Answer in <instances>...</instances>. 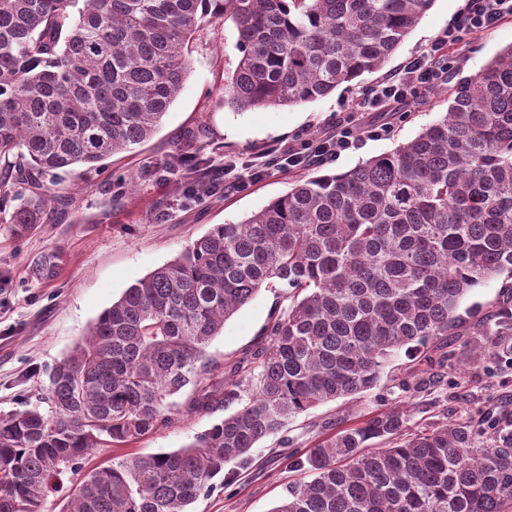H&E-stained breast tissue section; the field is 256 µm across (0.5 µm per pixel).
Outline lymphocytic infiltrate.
Segmentation results:
<instances>
[{
  "instance_id": "f902f5d3",
  "label": "lymphocytic infiltrate",
  "mask_w": 512,
  "mask_h": 512,
  "mask_svg": "<svg viewBox=\"0 0 512 512\" xmlns=\"http://www.w3.org/2000/svg\"><path fill=\"white\" fill-rule=\"evenodd\" d=\"M512 17V0H465L463 9L448 29L409 60L392 80L362 92L337 116L332 133L318 143L305 142L301 147L289 149L286 160L295 167L313 160L332 161L342 151L355 147L362 135L383 137L389 134V124L361 127L357 116L389 107H400L411 99L447 85L448 75L454 67L451 47L467 37L491 31L502 20Z\"/></svg>"
}]
</instances>
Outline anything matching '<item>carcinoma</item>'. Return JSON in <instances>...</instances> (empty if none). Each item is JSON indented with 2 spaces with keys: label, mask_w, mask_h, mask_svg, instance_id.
Returning a JSON list of instances; mask_svg holds the SVG:
<instances>
[{
  "label": "carcinoma",
  "mask_w": 512,
  "mask_h": 512,
  "mask_svg": "<svg viewBox=\"0 0 512 512\" xmlns=\"http://www.w3.org/2000/svg\"><path fill=\"white\" fill-rule=\"evenodd\" d=\"M435 0H0V222L25 236L63 198L46 178L148 141L187 77L206 20L231 22L239 59L224 106L325 97L383 66ZM63 253L33 262L53 279ZM512 276V45L448 88L415 138L342 173L296 180L238 224H214L127 288L48 375L47 410L0 417V512H44L61 476L105 443L241 399L174 451L80 481L68 512H190L225 465L328 401L374 388L399 354L475 327L462 299ZM273 281L288 307L229 366L207 355L224 322ZM188 393L180 405L174 397ZM391 409L337 431L270 512H512V416L407 433ZM396 441L373 448L371 440Z\"/></svg>",
  "instance_id": "1"
}]
</instances>
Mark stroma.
<instances>
[{"mask_svg": "<svg viewBox=\"0 0 512 512\" xmlns=\"http://www.w3.org/2000/svg\"><path fill=\"white\" fill-rule=\"evenodd\" d=\"M464 0H435L433 7L385 66L363 75L314 102L284 108L235 112L225 107L224 75L239 53L232 24L204 23L188 49L189 75L169 108L160 130L133 151L105 160L102 169L83 168L61 174L67 202L56 206L51 223L15 237L0 223V413L21 402L37 404L48 374L87 333L89 325L139 279L178 256L215 224L248 218L285 194L291 181L314 172L315 163L267 166L271 154L321 140L363 90L380 84L445 31ZM512 44V17L495 30L457 45L456 70L473 74ZM448 103L445 91L408 104L399 112L366 115V124L388 122L391 132L363 139L359 148L342 152L325 170L347 171L371 157L392 151L440 118ZM205 149H198V141ZM195 153V171L183 170L174 157ZM65 262L54 280L40 282L34 261L51 248ZM284 288H265L239 309L215 336L209 355L229 366L254 349L274 308L285 307ZM483 327L512 308V288L505 278L472 289L462 302ZM478 336H452L444 348L447 367L429 363L408 387L383 377L378 386L353 399L321 404L290 420L278 434L252 450L247 466H233V477L212 479L209 492L192 512H270L288 485L302 479L295 454L331 436L341 424L362 422L393 408L407 413L409 430L468 419L493 418L512 411V359L476 358ZM229 408L178 417L154 434L124 447L93 449L83 470L129 456L172 451L229 415Z\"/></svg>", "mask_w": 512, "mask_h": 512, "instance_id": "1", "label": "stroma"}]
</instances>
